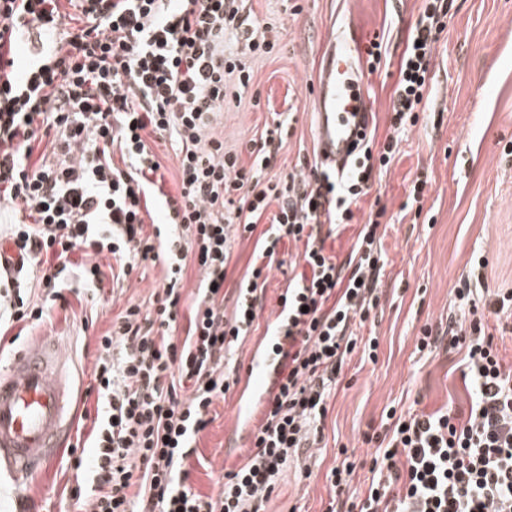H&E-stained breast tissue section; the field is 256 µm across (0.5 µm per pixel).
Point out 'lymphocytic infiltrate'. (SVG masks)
<instances>
[{
	"mask_svg": "<svg viewBox=\"0 0 512 512\" xmlns=\"http://www.w3.org/2000/svg\"><path fill=\"white\" fill-rule=\"evenodd\" d=\"M59 2L0 0V197L30 210L11 240L38 269L43 297L30 304L18 278L8 277L0 285V321L47 318L65 298L71 267L100 286L94 258L105 252L122 278L146 262L166 272L152 309L126 306L99 340L91 452L70 454L73 469L87 476L72 492L76 512H268L283 473L321 441L328 403L358 347L351 327L379 300L377 218L359 231L347 265L327 254L322 227L350 223L374 168L394 162L399 133L417 124L450 0H423L400 59L391 135L380 144L366 136L349 177L315 169L274 179L266 172L276 162L283 120L251 141L248 168L223 140L205 136L224 109L227 77L247 85V58L276 46L250 36L225 51V36L248 21L243 0H77L75 17ZM25 38L33 49L20 67L15 46ZM148 132L177 146V195L160 187L162 165ZM40 141L45 149L35 164ZM155 209L165 226L149 233L145 216ZM243 237L256 243L228 317L223 287ZM288 241L303 245L306 270L280 295L283 312L272 322L284 338V363L243 462L224 473L217 497L200 494L186 462L214 402L239 382L237 371L225 370V355L253 332L268 273ZM77 251L84 256L78 263ZM191 262L201 279L181 337ZM456 297L462 315L449 319L447 336L424 327L416 348L431 352L445 343L463 351L468 417L449 408H389L368 481L351 491L357 464L339 461L328 475L334 505L327 512H512V367L488 325L489 315L512 307V290L495 289L485 302L470 288Z\"/></svg>",
	"mask_w": 512,
	"mask_h": 512,
	"instance_id": "lymphocytic-infiltrate-1",
	"label": "lymphocytic infiltrate"
}]
</instances>
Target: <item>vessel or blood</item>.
<instances>
[{
    "label": "vessel or blood",
    "instance_id": "obj_1",
    "mask_svg": "<svg viewBox=\"0 0 512 512\" xmlns=\"http://www.w3.org/2000/svg\"><path fill=\"white\" fill-rule=\"evenodd\" d=\"M310 107L319 162L344 175L368 131L371 112L358 30L327 43ZM275 365L270 350L256 352L245 370L242 413H251L263 399ZM70 403V365L54 341L43 340L18 352L11 365L0 370V471L8 472L15 484L39 475L62 453L73 423Z\"/></svg>",
    "mask_w": 512,
    "mask_h": 512
}]
</instances>
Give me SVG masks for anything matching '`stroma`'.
I'll use <instances>...</instances> for the list:
<instances>
[{
  "label": "stroma",
  "mask_w": 512,
  "mask_h": 512,
  "mask_svg": "<svg viewBox=\"0 0 512 512\" xmlns=\"http://www.w3.org/2000/svg\"><path fill=\"white\" fill-rule=\"evenodd\" d=\"M422 0H247L245 9L272 26L278 44L269 55L248 59L250 84L239 105L226 106L210 132L223 137L225 150L251 165L250 140L259 138L273 115L290 116L273 175L284 176L317 162L315 121L309 103L323 47L334 26H353L363 40L383 39L385 55L368 76L377 140L390 134L389 108L399 75V60ZM430 97L417 125L399 135L393 164L374 171L369 193L354 218L325 243L326 251L346 260L369 214L382 211L379 227L383 275L379 304L355 326L360 338L379 340L378 361L354 353L345 368V386L328 406L322 447L312 449V479L286 475L269 512H325L331 499L327 472L340 449L359 461L375 443L365 435L380 431L386 406L431 412L450 406L467 415L471 394L461 376V353L439 347L415 350L424 326L447 323L457 314L455 291L470 278L473 261L488 260L487 288H512V0H454L446 33L431 64ZM426 180L420 206L409 203L412 180ZM302 246L283 245V266L273 267L265 290L258 329L236 351L245 369L278 309L288 281L303 271ZM65 306L49 319L25 328L14 324L0 337V368L14 355L47 338L66 345L75 376L77 411L96 410L94 370L100 336L129 304L151 309L164 286L161 264L146 263L116 283L105 279L92 291L70 275ZM209 426L199 434L190 458L189 483L199 493L217 495L224 470L237 465L247 446L249 426L240 417L239 394L217 400ZM76 473L66 458L48 464L15 495L8 477L0 478V512H73Z\"/></svg>",
  "instance_id": "35a3bbf8"
}]
</instances>
